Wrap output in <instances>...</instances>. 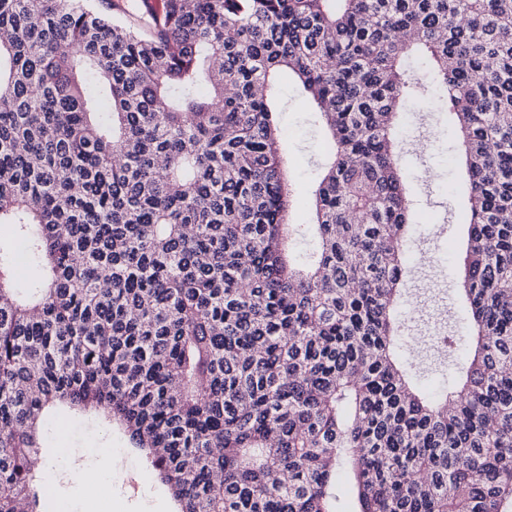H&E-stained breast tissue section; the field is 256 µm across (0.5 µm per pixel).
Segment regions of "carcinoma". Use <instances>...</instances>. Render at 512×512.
I'll return each mask as SVG.
<instances>
[{
  "label": "carcinoma",
  "instance_id": "1",
  "mask_svg": "<svg viewBox=\"0 0 512 512\" xmlns=\"http://www.w3.org/2000/svg\"><path fill=\"white\" fill-rule=\"evenodd\" d=\"M121 2L0 0V225L40 269L20 295L0 245V512H41L56 405L120 426L178 512H340L341 468L355 512H512V0ZM284 74L328 131L312 225ZM432 95L475 349L429 399L398 127Z\"/></svg>",
  "mask_w": 512,
  "mask_h": 512
}]
</instances>
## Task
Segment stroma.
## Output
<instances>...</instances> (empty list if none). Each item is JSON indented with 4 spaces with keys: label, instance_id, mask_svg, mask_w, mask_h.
Instances as JSON below:
<instances>
[{
    "label": "stroma",
    "instance_id": "1",
    "mask_svg": "<svg viewBox=\"0 0 512 512\" xmlns=\"http://www.w3.org/2000/svg\"><path fill=\"white\" fill-rule=\"evenodd\" d=\"M283 132L282 146L288 154L294 178L295 207L291 221H309V195L326 162L324 132L305 103L294 81L281 85L277 102ZM455 129L448 114L419 102L406 125L402 165L412 180V198L417 204L419 235L409 255L411 272L400 301L404 312L436 291L447 305V322L465 328L464 307L457 290L465 251L464 229L454 224L459 209L446 189L463 178L465 169L455 162ZM416 328L403 337V353L419 372L422 389L438 393L453 371L444 353L416 342ZM112 448V463L124 477L103 500L88 504L81 497L77 473L97 469L100 448ZM39 468L52 477L51 499L69 503L73 512H175L176 504L165 485L143 462L139 451L127 445L124 435L91 418L70 420L66 430H49Z\"/></svg>",
    "mask_w": 512,
    "mask_h": 512
}]
</instances>
